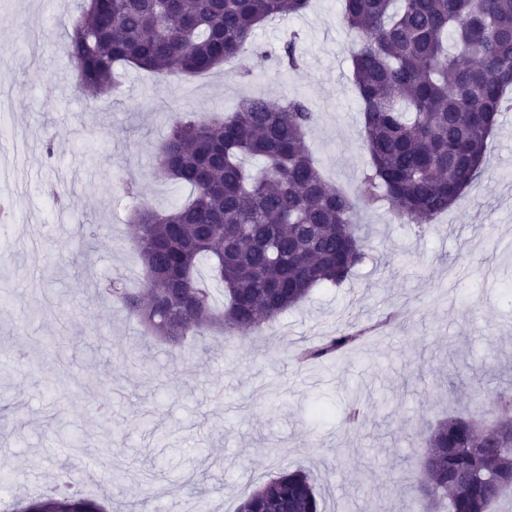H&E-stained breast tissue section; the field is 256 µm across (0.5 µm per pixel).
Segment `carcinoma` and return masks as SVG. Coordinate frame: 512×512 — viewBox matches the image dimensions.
Here are the masks:
<instances>
[{"label": "carcinoma", "mask_w": 512, "mask_h": 512, "mask_svg": "<svg viewBox=\"0 0 512 512\" xmlns=\"http://www.w3.org/2000/svg\"><path fill=\"white\" fill-rule=\"evenodd\" d=\"M310 0H82L67 52L81 85L97 96L118 83L119 65L160 77L198 75L233 60L254 32ZM354 46L352 79L362 104L369 165L361 199L387 206L401 227L422 235L483 174L486 140L512 105V0H343ZM298 34L278 61L299 67ZM314 122L297 97H246L210 120L186 113L169 127L157 171L190 186L191 200L160 213L135 209L134 236L148 277L129 294L112 292L147 332L177 347L214 324L226 336L262 331L317 285L340 284L368 257L355 203L329 185L307 146ZM261 161L257 168L246 160ZM224 285L213 306L199 265ZM386 323L351 324L298 348L297 359L324 364L364 346ZM490 419L450 414L426 439L406 493L448 512H496L512 490V391L484 388ZM16 512H105L74 491L30 500ZM236 512H323L311 475L284 471L242 498Z\"/></svg>", "instance_id": "1"}]
</instances>
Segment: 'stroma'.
I'll return each mask as SVG.
<instances>
[{"mask_svg":"<svg viewBox=\"0 0 512 512\" xmlns=\"http://www.w3.org/2000/svg\"><path fill=\"white\" fill-rule=\"evenodd\" d=\"M77 0H0V474L13 499L48 494L63 473L106 512H235L283 471L309 472L326 512H408L410 464L449 413L512 386V111L488 138L477 185L422 237L358 206L371 257L314 288L262 333L189 340L181 356L145 338L108 285L142 287L130 224L138 202L165 211L189 187L153 169L183 113L229 112L245 96L301 97L325 178L359 197L369 163L341 0L259 28L252 50L208 74L161 80L126 68L100 100L66 51ZM299 31L298 69L277 54ZM136 181L139 198L126 192ZM96 224L95 240L82 227ZM392 317L333 366L293 352L337 327ZM71 350L59 358L54 339ZM358 404V428L344 412Z\"/></svg>","mask_w":512,"mask_h":512,"instance_id":"obj_1","label":"stroma"}]
</instances>
